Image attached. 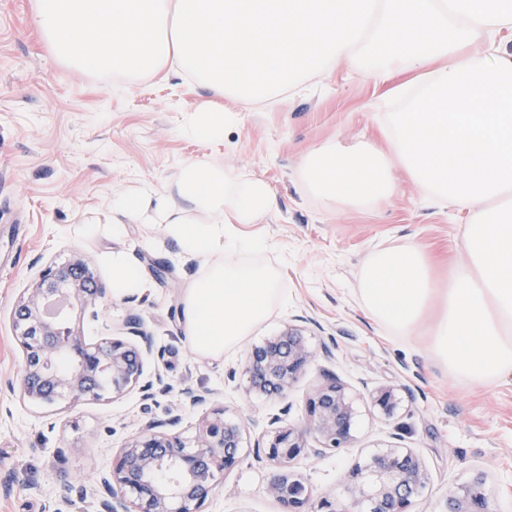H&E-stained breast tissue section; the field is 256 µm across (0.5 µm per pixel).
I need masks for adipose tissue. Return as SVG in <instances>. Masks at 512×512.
<instances>
[{"label": "adipose tissue", "mask_w": 512, "mask_h": 512, "mask_svg": "<svg viewBox=\"0 0 512 512\" xmlns=\"http://www.w3.org/2000/svg\"><path fill=\"white\" fill-rule=\"evenodd\" d=\"M302 180L308 191L328 204L374 205L394 190L387 156L371 148H317L303 161ZM176 185L187 210L154 205V191L145 187L114 204L118 220L112 232L120 234L122 220L129 216L148 224L159 218L183 253L207 261L206 272L182 300L185 340L193 353L219 358L261 323L281 297L274 271L237 260L238 255L260 251L263 244L238 234L236 225L256 223L271 210L273 196L260 179L199 162L185 164ZM217 254L223 255V262L212 263Z\"/></svg>", "instance_id": "ef3b65f1"}]
</instances>
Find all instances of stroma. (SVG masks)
Returning a JSON list of instances; mask_svg holds the SVG:
<instances>
[{"mask_svg": "<svg viewBox=\"0 0 512 512\" xmlns=\"http://www.w3.org/2000/svg\"><path fill=\"white\" fill-rule=\"evenodd\" d=\"M32 2L0 0V512H54L64 489L70 512H93L96 478L111 470L139 425L166 418L187 387L207 399L184 408L175 428L184 442L193 443L200 420L219 409L243 429V453L219 474L202 512H282L267 491L275 466L256 452L274 427H303L306 399L329 374L354 399L355 439L340 452L290 462L311 489L312 504L343 500L346 471L369 449L395 443L416 452L429 474L411 512H442L449 495L478 477L490 512H512V379L475 385L449 378L429 351L426 327L393 336L366 315L358 296L368 254L407 242L425 248L435 279L447 285L449 266L466 260L461 214L432 206L401 174L394 194L368 207L324 206L302 184V159L322 144L384 148L383 86L334 69L304 90L238 106L223 139H189L181 133L187 111L224 107L227 98L165 70L95 78L39 40ZM193 161L248 170L274 196L268 214L240 227L266 249L240 261L277 270L283 296L240 348L220 358L192 353L184 339L181 301L203 275L200 263L181 255L162 224L128 218L121 235L111 230L113 201L145 182L170 206L184 208L173 177ZM117 251L139 265L146 289L108 297L85 334H124L130 313L139 314L156 351L148 367L164 375L172 392L148 401L136 389L74 405L21 401L12 391L23 362L12 316L24 289L43 267L76 254L110 283L107 258ZM300 321L315 361L286 397L247 392L238 374L246 351ZM387 385L407 388L389 419L372 404L373 393Z\"/></svg>", "mask_w": 512, "mask_h": 512, "instance_id": "obj_1", "label": "stroma"}]
</instances>
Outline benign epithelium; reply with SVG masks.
<instances>
[{"instance_id":"1","label":"benign epithelium","mask_w":512,"mask_h":512,"mask_svg":"<svg viewBox=\"0 0 512 512\" xmlns=\"http://www.w3.org/2000/svg\"><path fill=\"white\" fill-rule=\"evenodd\" d=\"M106 296L86 260L75 256L62 265L43 268L17 303L15 336L24 352L17 379L20 396L31 401L71 403L85 399L119 397L141 386L150 397L154 385L170 389L160 372L146 379L145 362L154 354L152 336L141 319L127 320L128 336L89 343L69 326L65 307L97 320ZM315 360L302 330L289 326L276 337L251 348L242 371L248 391L283 396ZM398 388L386 386L373 396L374 406L386 417L397 410ZM353 400L344 386L331 379L317 387L306 406L304 430L283 428L266 441L267 459L277 465L268 491L285 512H304L311 491L288 471L301 454L319 457L328 450L350 447L355 426ZM179 416L150 420L120 449L112 470L92 489L96 512H201L216 487V474L232 468L242 449V427L216 412L201 421L191 448L170 432ZM314 436L318 447L307 444ZM428 472L410 448L387 446L370 450L348 474V502H320L325 512H409L412 499L426 487ZM447 512H489L483 482L477 480L448 498Z\"/></svg>"}]
</instances>
